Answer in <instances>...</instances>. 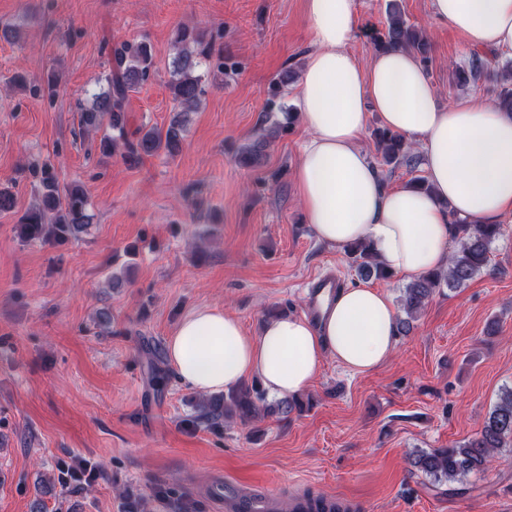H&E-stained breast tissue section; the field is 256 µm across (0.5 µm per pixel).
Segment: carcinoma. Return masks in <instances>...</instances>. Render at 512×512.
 Here are the masks:
<instances>
[{"mask_svg": "<svg viewBox=\"0 0 512 512\" xmlns=\"http://www.w3.org/2000/svg\"><path fill=\"white\" fill-rule=\"evenodd\" d=\"M369 39L377 52L409 49L424 68L430 66V44L426 34L409 24L395 3L387 4L385 29L371 32ZM174 50L168 87L175 103V113L168 127L162 130L141 125L132 131L127 128L126 107L130 93L143 87L154 75L152 48L145 41H124L111 47L110 68L97 79V83L104 84V87L91 95L89 106L81 108L80 135H99L96 149L101 156H119L131 162L161 152L168 156L178 154L189 113L199 109L205 93L202 76L197 74L199 60L217 57L218 69L228 75L235 74L238 69L235 61L214 53V40H205L196 28L188 25L175 31ZM487 65L485 56L473 53L470 67L457 72L458 85H470ZM292 76V70L287 69L272 84L271 97L259 116L261 134L235 150L232 159L237 166H260L266 157L268 138L291 129L296 113L279 102V98L282 88L288 85ZM496 104L502 111L512 113V69L509 67L500 73ZM374 138L379 164L391 168L405 164L416 168L415 156L401 134L378 127L374 130ZM28 171L38 202L19 220L24 227V238H52L63 242L85 229L91 216L88 213L89 200L83 189L74 184H60L57 169L49 160L29 164ZM455 224L456 246L451 251L448 268L429 272L402 289L400 305L406 314V318L398 323V331L402 334L409 332L410 320L422 310L436 290L444 286L463 288L490 268V246L504 234L503 225L471 224L465 220H457ZM345 252L360 276L391 277V273L374 257L369 244L355 242L347 246ZM160 362L157 352L148 362L151 380L158 391L165 386ZM298 403L295 396L265 405V395L255 379L225 394L222 404L201 405L197 420L215 431L230 420L237 419L245 424L265 413L286 419ZM511 447L512 388L502 391L476 436L452 448L417 450L410 457V466L414 473L437 484L463 483L471 474L483 471L497 450Z\"/></svg>", "mask_w": 512, "mask_h": 512, "instance_id": "obj_1", "label": "carcinoma"}]
</instances>
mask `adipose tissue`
<instances>
[{
    "mask_svg": "<svg viewBox=\"0 0 512 512\" xmlns=\"http://www.w3.org/2000/svg\"><path fill=\"white\" fill-rule=\"evenodd\" d=\"M355 0H307L314 48L299 85V118L309 134L293 171L316 239L345 248L368 243L391 272L414 281L447 268L454 220L496 224L512 214V113L484 103L439 105L414 53L397 49L361 65L348 51ZM432 20L478 48L512 51V0H432ZM420 143L429 191L387 188L361 141L370 117ZM390 295L356 285L340 290L318 321L285 314L258 335L219 308L197 310L169 339L179 380L202 393L258 379L286 398L312 383L325 360L369 373L396 350Z\"/></svg>",
    "mask_w": 512,
    "mask_h": 512,
    "instance_id": "adipose-tissue-1",
    "label": "adipose tissue"
}]
</instances>
